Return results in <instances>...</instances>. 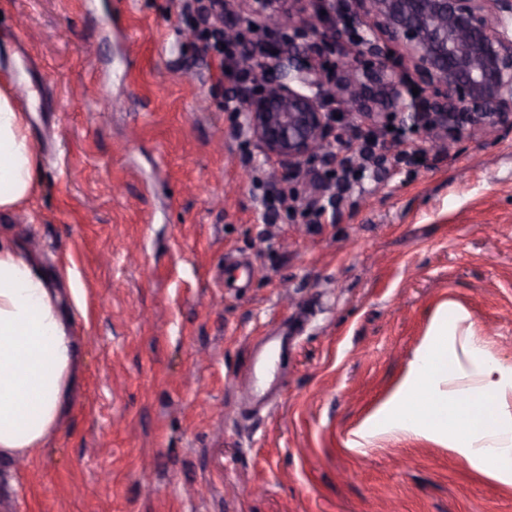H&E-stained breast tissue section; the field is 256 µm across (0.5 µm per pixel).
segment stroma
I'll return each mask as SVG.
<instances>
[{
	"mask_svg": "<svg viewBox=\"0 0 512 512\" xmlns=\"http://www.w3.org/2000/svg\"><path fill=\"white\" fill-rule=\"evenodd\" d=\"M224 21L256 63L252 0ZM197 45L178 0H0L41 157L0 230L73 269L86 338L82 395L0 469V512H512L441 443L345 445L443 303L512 360V128L362 124L288 182ZM371 137L383 162L344 173ZM267 193L318 201L321 225Z\"/></svg>",
	"mask_w": 512,
	"mask_h": 512,
	"instance_id": "35a3bbf8",
	"label": "stroma"
}]
</instances>
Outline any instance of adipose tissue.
<instances>
[{
	"label": "adipose tissue",
	"mask_w": 512,
	"mask_h": 512,
	"mask_svg": "<svg viewBox=\"0 0 512 512\" xmlns=\"http://www.w3.org/2000/svg\"><path fill=\"white\" fill-rule=\"evenodd\" d=\"M39 158L14 80H0V211L35 191ZM82 299L69 274L48 271L27 241L0 234V464L32 458L61 425L83 384L85 339L73 314ZM461 307L440 308L406 374L363 420L347 445L377 427L452 448L469 467L512 485V362L484 338L459 333ZM477 372L473 388H452L462 359Z\"/></svg>",
	"instance_id": "adipose-tissue-1"
}]
</instances>
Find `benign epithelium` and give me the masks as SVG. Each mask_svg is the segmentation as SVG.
I'll return each mask as SVG.
<instances>
[{"mask_svg": "<svg viewBox=\"0 0 512 512\" xmlns=\"http://www.w3.org/2000/svg\"><path fill=\"white\" fill-rule=\"evenodd\" d=\"M274 28H295L301 20L280 11L284 0H252ZM344 13L354 26L375 35L374 60L341 56L345 75L337 80L305 57L284 53L258 66L271 75L242 97V109L253 141L275 160L288 181L306 164L330 152L335 125L376 123L381 112H342L332 105L361 98L367 82L382 88L407 84L413 68L424 96L422 111L394 113L442 139H458L466 131L489 133L512 127V0H344ZM310 30L336 46L347 37L336 19L317 11L307 19ZM405 48L401 62L379 40Z\"/></svg>", "mask_w": 512, "mask_h": 512, "instance_id": "benign-epithelium-1", "label": "benign epithelium"}]
</instances>
